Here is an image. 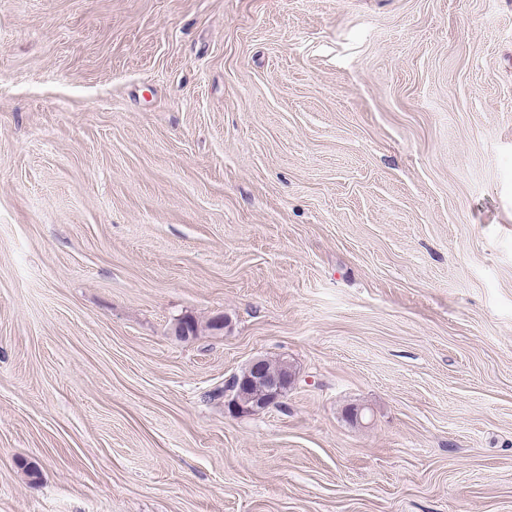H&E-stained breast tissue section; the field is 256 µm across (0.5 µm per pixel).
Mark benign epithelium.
I'll use <instances>...</instances> for the list:
<instances>
[{
  "instance_id": "benign-epithelium-1",
  "label": "benign epithelium",
  "mask_w": 512,
  "mask_h": 512,
  "mask_svg": "<svg viewBox=\"0 0 512 512\" xmlns=\"http://www.w3.org/2000/svg\"><path fill=\"white\" fill-rule=\"evenodd\" d=\"M295 380V374L273 375L262 358L250 362L244 377L231 376L224 384V405L233 414L256 413L278 407Z\"/></svg>"
}]
</instances>
